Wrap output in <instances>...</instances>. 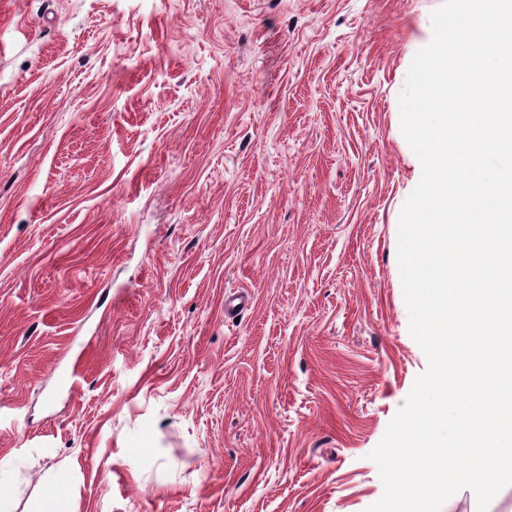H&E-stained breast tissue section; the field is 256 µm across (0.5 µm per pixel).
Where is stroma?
<instances>
[{
  "mask_svg": "<svg viewBox=\"0 0 512 512\" xmlns=\"http://www.w3.org/2000/svg\"><path fill=\"white\" fill-rule=\"evenodd\" d=\"M441 3L0 0L12 512L58 481L65 512L381 498L369 454L427 368L398 97Z\"/></svg>",
  "mask_w": 512,
  "mask_h": 512,
  "instance_id": "stroma-1",
  "label": "stroma"
}]
</instances>
